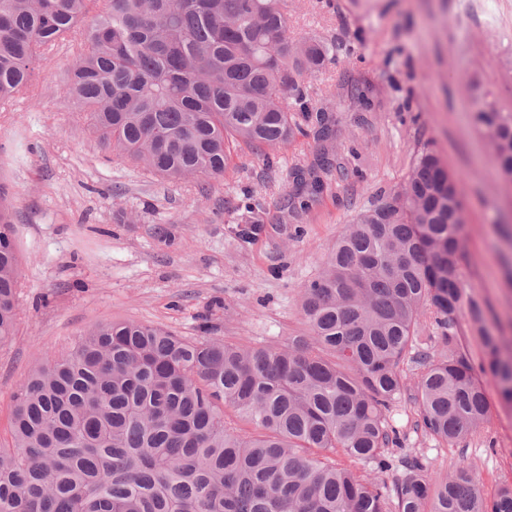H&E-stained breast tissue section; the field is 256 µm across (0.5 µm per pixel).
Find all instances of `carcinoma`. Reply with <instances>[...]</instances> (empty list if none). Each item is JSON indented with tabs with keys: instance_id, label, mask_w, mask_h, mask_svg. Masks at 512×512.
<instances>
[{
	"instance_id": "cac0c4a2",
	"label": "carcinoma",
	"mask_w": 512,
	"mask_h": 512,
	"mask_svg": "<svg viewBox=\"0 0 512 512\" xmlns=\"http://www.w3.org/2000/svg\"><path fill=\"white\" fill-rule=\"evenodd\" d=\"M75 58L65 97L118 158L178 182L220 180L241 144L273 166L304 125L332 122L302 87L336 44L298 36L286 0H0V107L29 88L45 51ZM512 178V112L478 113ZM461 199L439 155L360 210L301 289L311 336L279 347L177 336L134 320L92 324L75 351L36 366L0 448V512H512L473 472L431 473L417 455L393 488L389 420L430 313L448 358L425 365L415 404L430 438L489 421L493 384L512 409V357L464 300ZM0 346L18 318L20 255L0 184ZM468 303L484 359L446 332ZM252 425L224 418V407Z\"/></svg>"
}]
</instances>
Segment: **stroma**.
Segmentation results:
<instances>
[{
    "label": "stroma",
    "instance_id": "35a3bbf8",
    "mask_svg": "<svg viewBox=\"0 0 512 512\" xmlns=\"http://www.w3.org/2000/svg\"><path fill=\"white\" fill-rule=\"evenodd\" d=\"M296 33L335 42L336 58L305 81L335 120L277 155L247 147L224 178L172 183L120 164L61 90L73 63L45 54L31 86L0 109V182L13 193L20 252V320L0 347V443L11 441L13 396L31 370L71 349L95 322L136 320L181 336L280 346L305 336L301 288L359 209L402 183L417 152L434 149L458 183L465 211L467 297L489 333L512 347V181L490 161L478 112L512 111V0H288ZM370 89L357 111L352 85ZM334 163L308 207L296 172ZM254 191L262 218L236 202ZM421 364L403 366L391 408L401 452L446 474L465 466L485 493L512 484V411L496 408L479 433L450 446L419 426Z\"/></svg>",
    "mask_w": 512,
    "mask_h": 512
}]
</instances>
